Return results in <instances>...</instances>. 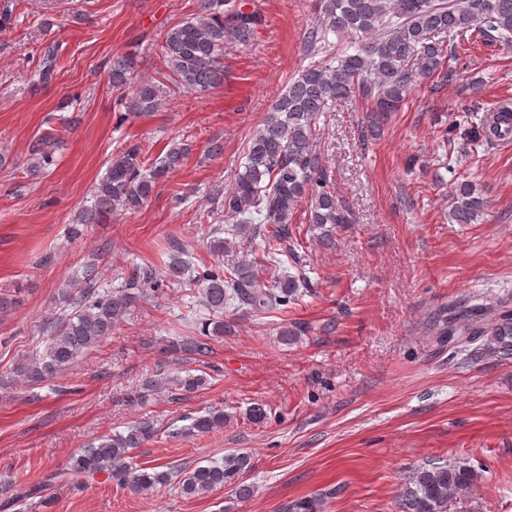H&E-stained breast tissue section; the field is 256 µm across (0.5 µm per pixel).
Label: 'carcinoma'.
Instances as JSON below:
<instances>
[{
	"label": "carcinoma",
	"instance_id": "carcinoma-1",
	"mask_svg": "<svg viewBox=\"0 0 512 512\" xmlns=\"http://www.w3.org/2000/svg\"><path fill=\"white\" fill-rule=\"evenodd\" d=\"M316 23L305 37L306 50L319 54L331 46L330 37L360 34L362 45L330 62L304 68L288 84L252 136L242 170L230 187L216 195L223 198L225 225L208 230L209 250L216 257L193 277L202 306L209 317L200 322L196 335L167 341L161 350L185 351L204 360L212 353L211 341L224 336V308L231 305L251 312H277L299 299L302 282L292 274H281L280 255L288 246L298 257L301 246L293 233L292 220L298 207L308 203L306 223L322 231L326 245L333 231L350 223L346 210L336 200L327 168L317 150L321 115L341 100L361 97L374 101L367 124L361 126L363 143L373 139L380 127L402 103L418 81L435 79L433 88L444 85L448 46L437 40L441 34L463 36L473 30L490 41H512V0H316ZM262 17L242 11L235 0H199L196 16L175 24L165 33L157 53L162 75L171 85L204 93L224 81V43L246 45L254 39ZM58 47L51 46L42 60L40 80L53 73ZM139 66L136 53L118 57L110 73L112 88L119 91L127 114L153 112L167 90L155 80L131 84ZM463 135L470 142H492L512 132V109H503L490 121L475 120L477 108L463 109ZM57 134L47 133L31 149L30 170L41 173L55 163ZM191 144L174 142L150 164L134 143L122 146L109 161L106 175L93 188L94 206L69 227L70 237H82L90 224H101L116 210L136 211L151 198L156 185L182 166ZM261 216L254 223L253 215ZM483 216L481 189L461 183L452 196L448 219L453 224H475ZM261 237L262 257L236 250L235 243ZM168 275H185L181 245L170 241ZM268 276L260 284L259 274ZM100 255L91 254L62 291V308L45 323L48 344L44 352L20 363L15 373L28 385H38L70 369L81 355L99 346L129 311L150 300L158 291L152 268L136 267L117 288L99 290ZM481 321L444 322L438 336H454L459 345L480 342L482 353L512 356V308L509 302L478 307ZM202 374H187L149 380L128 399L145 402L148 393L166 389L175 395L194 393L207 385ZM224 409L213 407L181 429L185 437L204 436L224 427ZM156 434L153 418L143 417L125 432L105 434L71 456L63 475L75 485L104 474L115 485L147 493L179 477L186 497L203 496L243 474L251 456L231 453L222 462L199 465L190 471H157L132 462V450L142 447ZM480 475L463 461L429 462L414 467L398 512H448V503L468 494ZM325 496H311L282 505L280 512H322Z\"/></svg>",
	"mask_w": 512,
	"mask_h": 512
}]
</instances>
